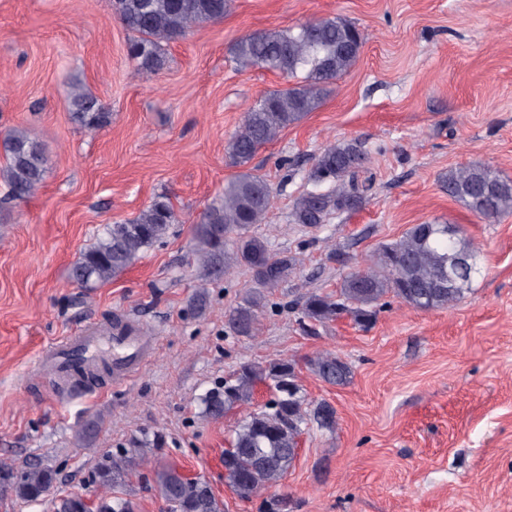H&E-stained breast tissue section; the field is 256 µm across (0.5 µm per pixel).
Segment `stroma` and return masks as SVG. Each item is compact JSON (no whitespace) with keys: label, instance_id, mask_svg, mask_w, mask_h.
Returning <instances> with one entry per match:
<instances>
[{"label":"stroma","instance_id":"obj_1","mask_svg":"<svg viewBox=\"0 0 512 512\" xmlns=\"http://www.w3.org/2000/svg\"><path fill=\"white\" fill-rule=\"evenodd\" d=\"M355 24V65L327 84L322 104L251 162L275 198L254 233L272 253L300 258L266 290L250 336L225 316L255 286L237 266L202 279L192 228L233 178L229 138L247 109L287 77L243 69L242 35L313 19ZM112 0H0V135L25 129L44 148L42 186L24 201L0 183V463L37 460L57 474L53 494L101 495L94 461L140 432L185 474L205 478L224 512H260L224 483V450L252 410L205 415L202 397L246 361H295L307 400L330 403L334 431L302 435L275 492L290 512H512V214L484 220L441 186L479 163L512 179V0H232L224 18L167 45L166 65L144 74ZM111 112L86 130L62 92L69 78ZM358 140L372 155L373 188L355 211L318 230L292 224L294 198L326 145ZM160 194L180 222L111 282L69 276L107 224L134 218ZM458 224L478 271L455 306L416 310L394 301L371 329L342 317L305 334L289 304L332 294L381 245L415 224ZM338 248L348 258L328 257ZM123 317L155 347L128 380L98 364L93 390L55 377L44 348ZM331 353L347 384L308 366Z\"/></svg>","mask_w":512,"mask_h":512}]
</instances>
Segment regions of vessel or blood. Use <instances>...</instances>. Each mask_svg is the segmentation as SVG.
<instances>
[{"mask_svg": "<svg viewBox=\"0 0 512 512\" xmlns=\"http://www.w3.org/2000/svg\"><path fill=\"white\" fill-rule=\"evenodd\" d=\"M152 343V337L146 336L142 326L123 319L99 332L69 337L51 348L48 355L70 368L84 361L96 362L101 353H108L113 379L120 382L139 370Z\"/></svg>", "mask_w": 512, "mask_h": 512, "instance_id": "1", "label": "vessel or blood"}]
</instances>
